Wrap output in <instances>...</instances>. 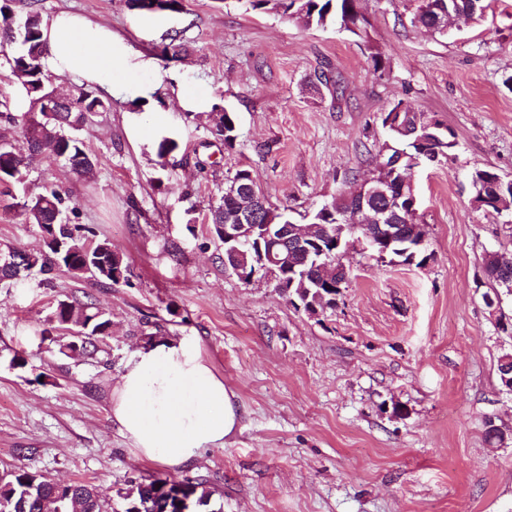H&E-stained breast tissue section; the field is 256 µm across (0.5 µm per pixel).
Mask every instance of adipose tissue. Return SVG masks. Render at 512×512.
I'll return each mask as SVG.
<instances>
[{
	"mask_svg": "<svg viewBox=\"0 0 512 512\" xmlns=\"http://www.w3.org/2000/svg\"><path fill=\"white\" fill-rule=\"evenodd\" d=\"M44 63L113 94L114 70L150 67L111 30L62 12L43 27ZM234 393L187 340L158 339L141 348L112 387V417L132 440L139 458L174 469L196 451L223 447L239 425Z\"/></svg>",
	"mask_w": 512,
	"mask_h": 512,
	"instance_id": "adipose-tissue-1",
	"label": "adipose tissue"
}]
</instances>
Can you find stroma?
<instances>
[{"label":"stroma","mask_w":512,"mask_h":512,"mask_svg":"<svg viewBox=\"0 0 512 512\" xmlns=\"http://www.w3.org/2000/svg\"><path fill=\"white\" fill-rule=\"evenodd\" d=\"M485 3L482 20L439 34L411 26L410 0H360L369 25L358 37L249 0H183L178 13L12 0L18 18L72 11L106 25L154 66L113 74L110 108L81 132L99 160L92 176L37 159L25 186L0 184V246L39 245L22 190L49 184L75 206L72 223L109 240L131 270L114 286L63 271L47 286L0 285V470L89 482L107 512H123L127 480L185 475L208 481L216 512H512V393L498 377L512 353V293L487 308L483 272L487 253L512 250V212L475 209L471 184L477 169L512 178V0ZM175 32L188 52L162 55ZM402 99L456 136L447 161L414 174L425 263L351 249L336 308L313 317L269 280L225 273L204 219L236 170L304 223L345 178L371 174L381 117ZM188 102L234 112L235 148L188 116ZM163 135L180 142L164 170L154 149ZM67 295L110 314L94 357L42 339H63L49 317ZM160 336L199 345L240 417L224 447L175 470L143 463L112 417L113 384ZM18 352L25 368L11 364ZM490 419L507 436L495 448Z\"/></svg>","instance_id":"obj_1"}]
</instances>
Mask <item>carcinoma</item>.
Returning a JSON list of instances; mask_svg holds the SVG:
<instances>
[{
  "mask_svg": "<svg viewBox=\"0 0 512 512\" xmlns=\"http://www.w3.org/2000/svg\"><path fill=\"white\" fill-rule=\"evenodd\" d=\"M253 8H270L295 20L305 27H326L336 25L356 36L364 30L367 19L360 13L359 0H251ZM414 27L442 33L448 23V0H417L416 7L410 15ZM41 14L35 10L27 12L25 17L15 19L9 0L0 4V47L10 45L13 50L6 55V63L12 76L23 92L26 107H18V112L10 108L0 112V120L19 129L26 145L22 151L9 139H0V183H17L21 180V169L29 161L45 156L61 160L78 176L91 174L98 160L90 154L79 131L83 126H75L72 119L84 114L93 115L109 109V103L88 91L72 95L63 105V111L48 116L44 109H33V104L54 94L50 88L46 67L43 62L44 47L42 39ZM195 117L205 119L209 131L224 142V148L233 149L238 139L235 113L214 103L209 110L195 113ZM425 142L416 143L417 136L406 137L393 128L387 129V139L380 146L381 159H392L402 153L405 158L397 170H389L386 177L397 182L403 176L412 175V168L418 163H431L449 155L455 147L448 134L434 129L424 134ZM179 148L177 140L170 136L163 137L156 149L158 164L165 166L166 159ZM244 170H238L228 179L223 194L216 204L210 206L205 220L210 233L219 245H224V225L234 221L238 206L236 181ZM358 179L348 178L344 181L340 197L333 200L334 208L347 210L354 205L351 198ZM407 198H402L401 209L394 217V222L404 225V234L396 238L386 252H375L378 258L389 256L403 264L414 260L425 261L422 257L424 247L418 242L424 231L415 222V213L410 210ZM23 211L26 222L35 224L40 231L53 236L56 246L43 244L36 249L8 246L0 248V284H8L33 273L43 276V281L51 280L56 271H65L76 277L90 275L95 281L117 285L129 283L128 277L123 281L113 278L112 270L121 266L124 273H129V265L123 256L112 249L107 240L94 239L95 232L86 226L72 224L68 220L67 196L56 188H43L40 191H24ZM289 218L285 212L265 203L260 209L259 223L269 225L271 232L269 245L282 255L288 252V232L286 226ZM311 221L328 227L327 237L339 238L348 243L355 237L362 236L366 229L352 223H338L332 213L319 209ZM255 247H241L236 256L223 253L221 262L230 263L235 268L251 266ZM512 261V251L501 252L499 256L486 255L483 260L484 274L489 281L499 284L504 274L512 273V265H502L501 259ZM275 290L288 297L289 302L297 301L309 316H317L326 309L336 307L337 296L341 289L332 284L320 288L314 279L304 277L303 273L292 276L286 270L277 268ZM54 319L58 328L66 329L76 336L89 337L79 343L60 344L59 352L67 357H84L97 351V341L107 335L111 320L107 313L99 308L92 299L65 298L57 301ZM177 481L155 477L139 481H127V488L119 492L125 502L123 512H179L176 497L171 495ZM188 506L208 507L212 499V490L200 479H184L180 490ZM51 501L58 512H104L98 499L96 488L89 482L74 481L68 484L64 492L55 494L51 480L44 475L25 468H16L0 475V512H43L44 502Z\"/></svg>",
  "mask_w": 512,
  "mask_h": 512,
  "instance_id": "obj_1",
  "label": "carcinoma"
}]
</instances>
